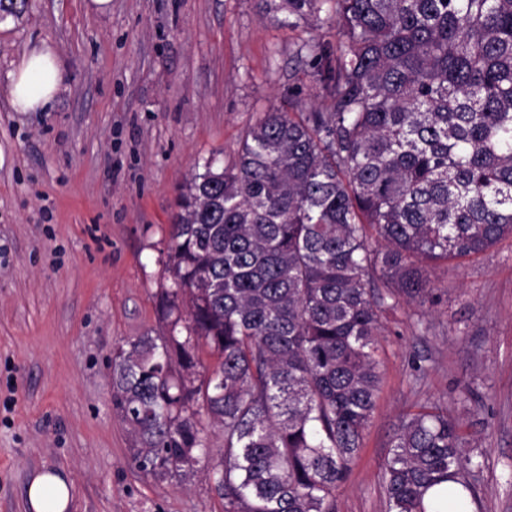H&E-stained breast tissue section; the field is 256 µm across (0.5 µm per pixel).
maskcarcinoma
Segmentation results:
<instances>
[{
	"mask_svg": "<svg viewBox=\"0 0 512 512\" xmlns=\"http://www.w3.org/2000/svg\"><path fill=\"white\" fill-rule=\"evenodd\" d=\"M264 3L334 15L336 53L311 45L330 109L263 113L231 164L184 183L168 331L113 351L112 406L157 479H190L218 428L224 512H335L381 388L383 314L434 301L432 264L512 237V0ZM465 444L441 404L410 415L385 512H426L446 482L477 501Z\"/></svg>",
	"mask_w": 512,
	"mask_h": 512,
	"instance_id": "1",
	"label": "carcinoma"
}]
</instances>
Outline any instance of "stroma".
Returning a JSON list of instances; mask_svg holds the SVG:
<instances>
[{"mask_svg": "<svg viewBox=\"0 0 512 512\" xmlns=\"http://www.w3.org/2000/svg\"><path fill=\"white\" fill-rule=\"evenodd\" d=\"M30 0L0 21V512H31L60 471L68 512H224L206 467L188 482L138 468L112 408V350L164 327L156 294L170 218L192 170L236 155L271 108L327 110L309 40L263 0ZM45 41L65 69L44 112L13 111L7 74ZM440 301L383 320L381 390L335 512H383L394 434L438 401L459 421L481 512H512V238L430 272ZM27 498L34 512H66L71 499L70 485L59 473L41 472L32 478Z\"/></svg>", "mask_w": 512, "mask_h": 512, "instance_id": "stroma-1", "label": "stroma"}]
</instances>
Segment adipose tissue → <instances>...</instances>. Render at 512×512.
<instances>
[{
  "mask_svg": "<svg viewBox=\"0 0 512 512\" xmlns=\"http://www.w3.org/2000/svg\"><path fill=\"white\" fill-rule=\"evenodd\" d=\"M7 79L9 101L14 111H46L64 80L55 47L46 42L32 47L8 73ZM27 498L32 512H67L70 485L59 473L41 472L32 478Z\"/></svg>",
  "mask_w": 512,
  "mask_h": 512,
  "instance_id": "ef3b65f1",
  "label": "adipose tissue"
}]
</instances>
